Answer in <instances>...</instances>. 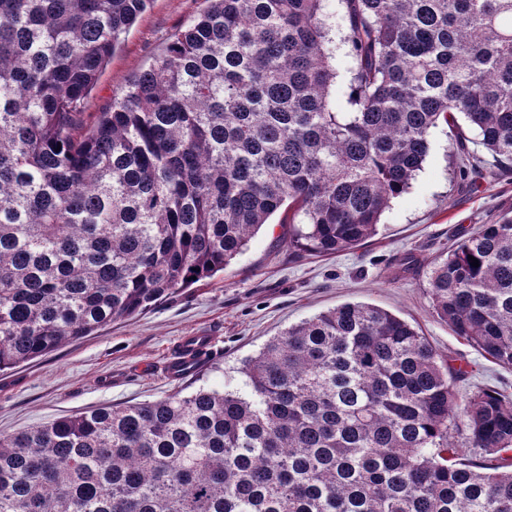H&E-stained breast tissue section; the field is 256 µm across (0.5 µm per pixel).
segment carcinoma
<instances>
[{
  "mask_svg": "<svg viewBox=\"0 0 512 512\" xmlns=\"http://www.w3.org/2000/svg\"><path fill=\"white\" fill-rule=\"evenodd\" d=\"M152 0H0V372L224 271L279 215L289 246H362L455 130L512 164V0H207L86 128ZM476 258L479 266L470 265ZM437 317L512 367V217L428 271ZM249 391L99 407L0 438V512H512V399L372 304L290 325ZM334 65L336 67V86L334 87V101L336 104V111L338 112H346L347 104H346V81L348 70L352 66V59L348 54V49L345 45L340 43L337 39L336 41V54Z\"/></svg>",
  "mask_w": 512,
  "mask_h": 512,
  "instance_id": "1",
  "label": "carcinoma"
}]
</instances>
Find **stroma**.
I'll return each instance as SVG.
<instances>
[{
  "label": "stroma",
  "mask_w": 512,
  "mask_h": 512,
  "mask_svg": "<svg viewBox=\"0 0 512 512\" xmlns=\"http://www.w3.org/2000/svg\"><path fill=\"white\" fill-rule=\"evenodd\" d=\"M206 0H153L85 99L86 120L114 92L147 69ZM448 126L434 128L430 151L410 189L393 199L377 234L332 256L290 248L289 227L269 224L223 273L200 280L133 318L60 347L49 356L0 373V437L102 406L155 401L194 384L245 390L240 362L289 325L347 302L369 303L406 320L440 359L462 368L460 398L482 388L512 399V368L483 357L434 313L427 271L466 233L512 216V166L478 190L460 179L448 150ZM213 338L198 381L171 379L168 364L184 337Z\"/></svg>",
  "instance_id": "35a3bbf8"
}]
</instances>
